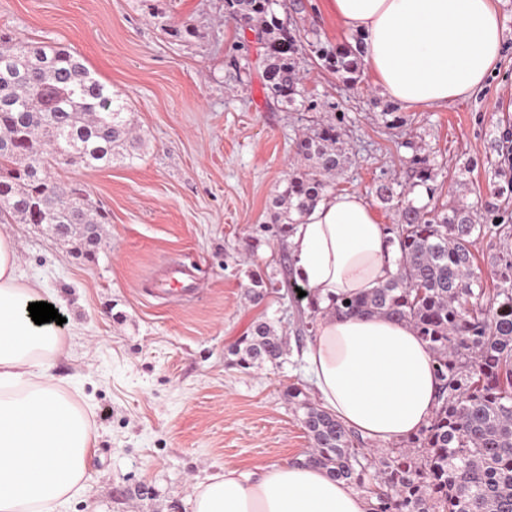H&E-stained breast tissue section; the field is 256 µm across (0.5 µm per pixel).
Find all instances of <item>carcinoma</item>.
<instances>
[{
	"label": "carcinoma",
	"mask_w": 512,
	"mask_h": 512,
	"mask_svg": "<svg viewBox=\"0 0 512 512\" xmlns=\"http://www.w3.org/2000/svg\"><path fill=\"white\" fill-rule=\"evenodd\" d=\"M227 14L263 45L264 86L276 101L301 95L296 55L299 39L277 14L286 0H225ZM324 65L344 81L359 71L361 41L317 50ZM126 105L68 49L44 41L0 38V223L106 224L105 211L83 189L56 182L52 169L65 164L96 168L124 153L133 156ZM333 122L316 124L296 144L297 163L285 189L273 198V223L286 235L293 215L323 197L345 155ZM394 204L399 223L387 228L400 258L392 277L362 295H345L336 314L379 316L404 322L432 354L439 381L438 407L428 425L389 457L368 512H512V254L501 258L499 288L480 287L471 208L457 202L417 208L408 191L391 183L377 188ZM509 202L487 204V219L506 236ZM285 352L271 324H254L231 349L247 369L278 364ZM288 400L302 412L311 440L305 461L336 480L365 485L363 440L329 411L311 403L299 387Z\"/></svg>",
	"instance_id": "obj_1"
}]
</instances>
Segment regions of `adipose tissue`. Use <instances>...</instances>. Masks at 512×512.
Wrapping results in <instances>:
<instances>
[{"instance_id": "ef3b65f1", "label": "adipose tissue", "mask_w": 512, "mask_h": 512, "mask_svg": "<svg viewBox=\"0 0 512 512\" xmlns=\"http://www.w3.org/2000/svg\"><path fill=\"white\" fill-rule=\"evenodd\" d=\"M342 29L362 37L364 71L405 109L470 98L499 62L494 0H326ZM293 275L318 308L305 369L314 396L343 423L382 445L425 426L438 384L426 344L404 323L340 318L339 297L386 282L397 253L372 204L327 193L288 235ZM43 291L23 281L15 240L0 233V512H66L85 490L96 445L89 413L51 372L61 326L35 324ZM190 512H366L349 484L299 462L208 477Z\"/></svg>"}]
</instances>
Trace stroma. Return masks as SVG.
Masks as SVG:
<instances>
[{
  "label": "stroma",
  "mask_w": 512,
  "mask_h": 512,
  "mask_svg": "<svg viewBox=\"0 0 512 512\" xmlns=\"http://www.w3.org/2000/svg\"><path fill=\"white\" fill-rule=\"evenodd\" d=\"M324 0H290L279 16L298 30L303 104L268 96L261 48L224 17V0H0V36L67 47L127 103L134 158L90 169L61 165L105 210L103 242L85 253L42 224H5L19 272L63 300L69 330L53 372L90 406L98 443L87 492L68 512H189L197 483L233 467L304 458L310 441L288 400L311 392L304 355L309 299L299 296L285 238L270 219L295 143L317 120L340 132L346 161L331 188L377 202L386 181L411 184L427 159L431 203L456 201L483 218L512 163L499 140L512 129V0H500L505 45L486 88L471 98L406 110L365 73L355 84L323 67L320 48L355 43ZM189 25L192 36L173 28ZM512 237L484 231L472 251L483 288H496ZM193 266L186 297L155 291L167 260ZM264 292L254 298L252 277ZM258 321L286 343L279 365L243 369L230 350Z\"/></svg>",
  "instance_id": "obj_1"
}]
</instances>
